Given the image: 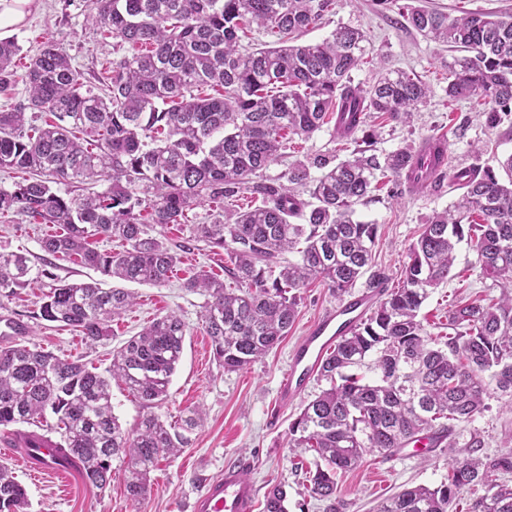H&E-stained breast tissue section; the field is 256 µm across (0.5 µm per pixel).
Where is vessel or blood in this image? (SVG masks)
<instances>
[{
  "instance_id": "obj_1",
  "label": "vessel or blood",
  "mask_w": 512,
  "mask_h": 512,
  "mask_svg": "<svg viewBox=\"0 0 512 512\" xmlns=\"http://www.w3.org/2000/svg\"><path fill=\"white\" fill-rule=\"evenodd\" d=\"M382 294V289L376 287L360 289L327 308L312 323L290 355L278 389L281 402L291 401L305 391L326 354L367 316ZM250 466L245 458L227 465L222 477L209 481L194 496L189 512H257L258 487L245 475Z\"/></svg>"
}]
</instances>
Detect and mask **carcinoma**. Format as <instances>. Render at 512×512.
Returning a JSON list of instances; mask_svg holds the SVG:
<instances>
[{
	"label": "carcinoma",
	"mask_w": 512,
	"mask_h": 512,
	"mask_svg": "<svg viewBox=\"0 0 512 512\" xmlns=\"http://www.w3.org/2000/svg\"><path fill=\"white\" fill-rule=\"evenodd\" d=\"M90 2L89 19L101 39L131 49L106 62L92 82L54 41L43 43L20 71L17 41L0 39V91L20 83L28 93L18 106L0 109V170L27 174L0 188V215L56 225L60 232L42 240L49 255L76 256L114 280L161 285L179 254L145 225L179 224L209 205L211 220L196 225V237L226 251L235 286L201 268L184 288L206 297L203 327L216 359L228 372L241 370L288 335L301 290L311 282L321 280L341 300L369 271L378 225L356 220V206L368 201L379 174L420 183L410 174L415 152L376 153L377 131L368 129V119L409 122L429 87L403 70H387L366 88L352 85L366 52L358 28L339 25L321 43L298 42L333 0ZM398 13L425 38L463 51L448 63V99H481L491 126L512 116V15L450 17L407 4ZM253 25L272 41L244 52L240 34ZM28 110L53 119L34 126ZM331 118L334 135L357 144L350 156L316 154L290 163L278 183L263 178L285 154L287 139H308ZM501 168L506 181L491 167L449 169L461 199L426 220L401 285L326 355L319 376L330 388L290 424L288 447L315 454L309 492L328 502L326 512H343L336 475L358 468L368 453L393 456L421 441L430 452L455 449L456 424L484 408L485 374L512 395V155ZM313 169L322 174L312 176ZM104 177L109 185L102 191L63 196L54 189ZM245 193L261 204L224 214V200ZM97 238L118 239L124 249L101 251L93 247ZM464 240L502 293L497 301L451 305L454 335L440 347L419 315L430 289L448 280ZM286 251L298 259L281 266ZM30 273L24 254L0 253V292L26 285ZM134 299L123 288L54 279L39 317L97 343ZM185 332L175 315L154 319L112 351L107 377L24 343L0 348V427L44 425V434L18 433L20 447L49 444L101 489L112 480V461L126 459L127 494L142 500L159 460L178 455L187 444L183 432L202 419L199 408L188 407L178 431L152 412L168 395ZM364 368L378 378L365 380ZM112 378L146 409L130 431L113 414ZM481 448L480 437L470 435L448 480L405 489L376 512H454L477 484L485 493L469 512H512V482L492 477L512 471V452L488 462L478 456ZM27 508L25 487L0 465V512ZM264 512H288L283 486L267 490Z\"/></svg>",
	"instance_id": "1"
}]
</instances>
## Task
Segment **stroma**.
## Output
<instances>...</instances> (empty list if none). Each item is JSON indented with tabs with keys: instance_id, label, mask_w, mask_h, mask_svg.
Masks as SVG:
<instances>
[{
	"instance_id": "obj_1",
	"label": "stroma",
	"mask_w": 512,
	"mask_h": 512,
	"mask_svg": "<svg viewBox=\"0 0 512 512\" xmlns=\"http://www.w3.org/2000/svg\"><path fill=\"white\" fill-rule=\"evenodd\" d=\"M333 10L301 37L305 43H319L340 25L364 30L366 55L352 73L356 83L372 84L379 72L404 70L429 86L427 103L415 111L409 123L380 125L376 150L388 153L400 147H419L435 136L445 137L453 166L471 164L497 166L512 155V119L497 127L485 124L479 99L452 101L446 95L448 63L456 51L427 40L415 30L397 25L395 5L379 0H334ZM21 51L17 64H24L46 40L60 43L74 67L85 75L100 72L107 59L116 57L115 40L100 43L96 28L88 19L86 0H31L21 23L11 29ZM352 150L349 142L335 138L332 125H324L309 139H292L288 160L333 152L345 158ZM461 196L448 183L413 189L406 182L380 178L371 199L356 208L357 219L378 225L372 269L386 279L388 288L399 283L410 245L415 242L429 216L448 208ZM210 210H192L185 223L148 225L155 236L178 251L181 261L168 282L162 285L129 284L136 295L132 306L111 322L108 339L98 343L83 340L78 332L38 319L45 279L50 270L59 279L81 283L96 281L111 287L110 278L85 266L80 260L47 259L41 240L53 233L54 225L32 224L23 216L0 218V253L26 254L34 273L28 287L0 296V319L21 320L22 340L65 359H81L87 366L106 371L112 352L135 336L149 321L173 313L186 325L180 364L168 388V397L155 406L162 420L177 422L182 409L201 406L203 419L188 432V443L176 458L163 460L150 473V492L145 500H131L125 490L127 463L115 460L110 487L99 489L77 469L64 474L48 470L33 474L17 460L8 444L12 428L0 427V464L12 468L28 494V512H186L189 499L205 482L219 474L227 462L237 457L252 462L248 477L260 490L284 484L289 512H324L323 502L310 498L306 472L315 457L296 455L288 447V426L303 404L328 386L314 379L288 406L276 403L279 383L287 368L288 355L306 327L337 299L323 284L315 282L303 290L298 316L292 329L277 348L265 358L240 371L228 372L213 356L211 343L202 327L206 298L186 290L185 282L199 269L226 278L230 260L224 250L209 247L194 237L195 225L208 222ZM454 276L432 289L420 318L428 335L437 338L448 333V309L457 301L499 298L502 290L482 276L477 255L470 244H460ZM458 443L470 434L484 442L482 455L495 459L512 451V397L503 395L495 383H488L484 409L471 421L456 427ZM452 463L448 453L416 452L405 448L399 454L366 456L363 464L337 477L336 496L346 512H375L378 504L403 489L426 485L434 487L448 477Z\"/></svg>"
}]
</instances>
